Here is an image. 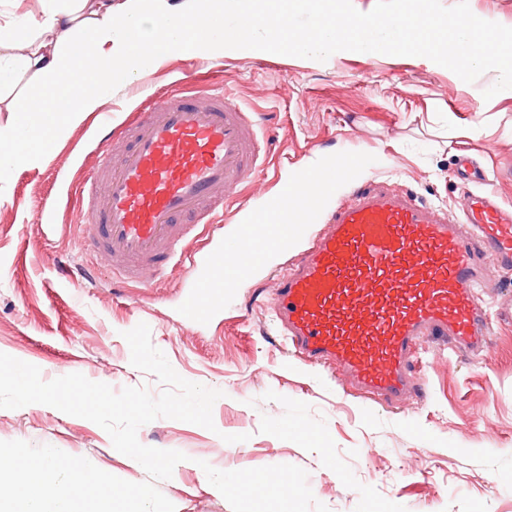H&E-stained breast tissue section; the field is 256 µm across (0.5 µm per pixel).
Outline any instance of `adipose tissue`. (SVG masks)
<instances>
[{"mask_svg": "<svg viewBox=\"0 0 512 512\" xmlns=\"http://www.w3.org/2000/svg\"><path fill=\"white\" fill-rule=\"evenodd\" d=\"M76 0L45 13L40 28L51 40L29 41L28 14L0 23V83L15 72L37 80L14 97L9 109L19 120L0 130V154L16 164L36 160L43 140L100 111L124 85L155 72L181 51L218 58L224 54L226 15L238 0Z\"/></svg>", "mask_w": 512, "mask_h": 512, "instance_id": "1", "label": "adipose tissue"}]
</instances>
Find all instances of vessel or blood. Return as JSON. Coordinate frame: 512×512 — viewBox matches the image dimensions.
Here are the masks:
<instances>
[{
	"label": "vessel or blood",
	"mask_w": 512,
	"mask_h": 512,
	"mask_svg": "<svg viewBox=\"0 0 512 512\" xmlns=\"http://www.w3.org/2000/svg\"><path fill=\"white\" fill-rule=\"evenodd\" d=\"M205 106L181 95L132 113L117 132L129 140L75 192L83 244L112 255V269L136 280L143 269L180 262L224 221V191L267 169L269 141L259 113L226 91ZM326 229L286 260L268 308L279 335L305 364L345 370L354 388L393 404L417 391L407 363L425 338L482 350L490 328L482 298L494 285L479 257L512 271V210L492 193L470 192L462 212L436 209L391 188L356 187L321 213Z\"/></svg>",
	"instance_id": "vessel-or-blood-1"
}]
</instances>
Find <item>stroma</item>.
Listing matches in <instances>:
<instances>
[{
    "label": "stroma",
    "instance_id": "stroma-1",
    "mask_svg": "<svg viewBox=\"0 0 512 512\" xmlns=\"http://www.w3.org/2000/svg\"><path fill=\"white\" fill-rule=\"evenodd\" d=\"M497 71L475 82L428 58L340 51L326 61L259 50L218 60L177 54L71 126L35 161L0 157V353L37 366L43 380L80 373L114 391L162 390L130 363L125 331L146 323L153 345L183 378L221 390L215 430L159 418L139 441L186 461L159 482L176 512H512V273L483 263L497 292L494 332L480 352L424 344L409 369L422 394L385 405L345 373L312 369L272 329L266 307L281 264L272 259L208 324L179 313L190 268L146 269L139 282L111 275V257L86 263L77 202L67 195L100 162L95 142L154 97L206 83L262 114L272 142L267 170L225 190L223 239L274 199L291 175L337 152L374 155L356 183L417 194L458 209L469 188L457 171L475 157L512 205V96L484 99ZM59 200L54 214L46 203ZM248 434L228 444L227 434ZM0 440L51 445L131 482L142 466L95 423L42 404L0 409Z\"/></svg>",
    "mask_w": 512,
    "mask_h": 512
}]
</instances>
